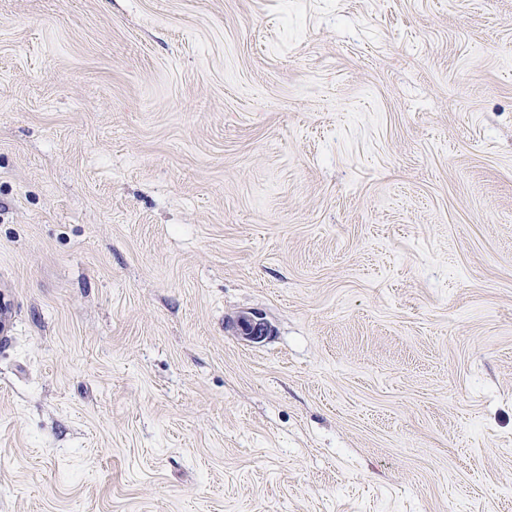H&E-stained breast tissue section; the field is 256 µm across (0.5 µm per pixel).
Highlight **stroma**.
Wrapping results in <instances>:
<instances>
[{"label":"stroma","instance_id":"stroma-1","mask_svg":"<svg viewBox=\"0 0 512 512\" xmlns=\"http://www.w3.org/2000/svg\"><path fill=\"white\" fill-rule=\"evenodd\" d=\"M0 512H512V0H0Z\"/></svg>","mask_w":512,"mask_h":512}]
</instances>
